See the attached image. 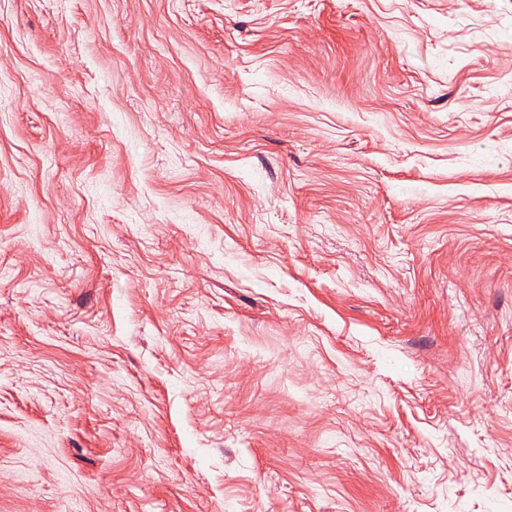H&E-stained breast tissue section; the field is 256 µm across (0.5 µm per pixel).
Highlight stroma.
Returning <instances> with one entry per match:
<instances>
[{
    "mask_svg": "<svg viewBox=\"0 0 512 512\" xmlns=\"http://www.w3.org/2000/svg\"><path fill=\"white\" fill-rule=\"evenodd\" d=\"M0 512H512V0H0Z\"/></svg>",
    "mask_w": 512,
    "mask_h": 512,
    "instance_id": "35a3bbf8",
    "label": "stroma"
}]
</instances>
